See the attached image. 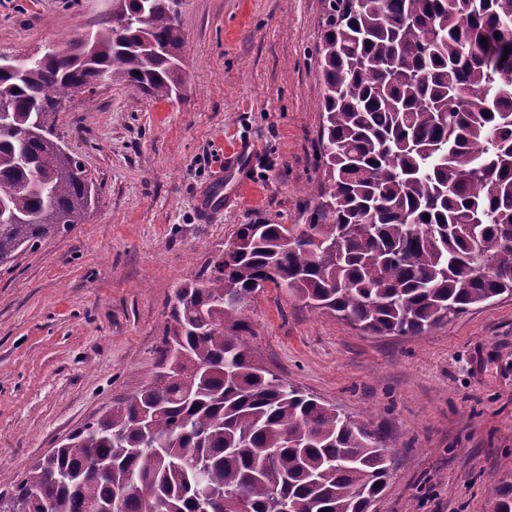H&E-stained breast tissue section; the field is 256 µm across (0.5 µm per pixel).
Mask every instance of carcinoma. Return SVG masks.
Instances as JSON below:
<instances>
[{"label": "carcinoma", "instance_id": "carcinoma-1", "mask_svg": "<svg viewBox=\"0 0 512 512\" xmlns=\"http://www.w3.org/2000/svg\"><path fill=\"white\" fill-rule=\"evenodd\" d=\"M325 2L324 173L305 223L290 238L241 225L177 288L152 381L38 459L8 512L34 495L49 512H195L199 477L210 512H368L392 464L381 431L255 363V294L270 282L371 336L512 295V41L496 38L512 0ZM181 45L177 0H119L94 37L0 69V265L91 205L50 122L62 102L116 77L169 99Z\"/></svg>", "mask_w": 512, "mask_h": 512}]
</instances>
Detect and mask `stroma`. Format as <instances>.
<instances>
[{"label":"stroma","instance_id":"stroma-1","mask_svg":"<svg viewBox=\"0 0 512 512\" xmlns=\"http://www.w3.org/2000/svg\"><path fill=\"white\" fill-rule=\"evenodd\" d=\"M116 0H0V57L95 34ZM178 97L120 79L57 112L96 183L81 223L0 266V500L37 459L156 372L176 287L239 225H294L321 179L324 0H179ZM249 155L227 173L228 142ZM256 363L382 427L394 464L370 512H488L512 458V297L421 336H369L265 284Z\"/></svg>","mask_w":512,"mask_h":512}]
</instances>
